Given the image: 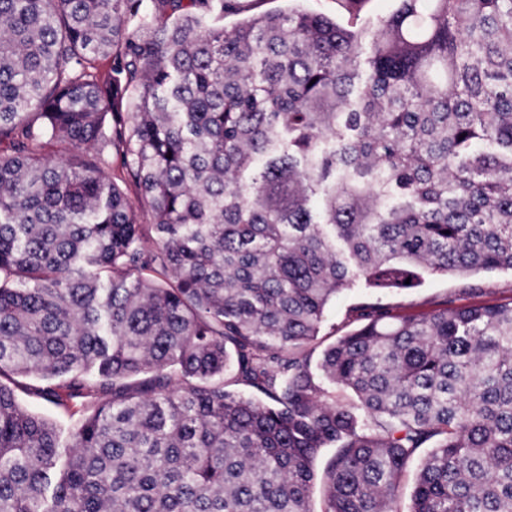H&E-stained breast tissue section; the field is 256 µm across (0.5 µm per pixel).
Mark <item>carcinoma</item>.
<instances>
[{"label":"carcinoma","mask_w":512,"mask_h":512,"mask_svg":"<svg viewBox=\"0 0 512 512\" xmlns=\"http://www.w3.org/2000/svg\"><path fill=\"white\" fill-rule=\"evenodd\" d=\"M239 10L0 0V512H512V303L308 348L512 270V0ZM347 0H306L302 6L310 11L323 13L330 17H336L342 22H346L354 14H359L360 19L389 14L395 7L393 0H365L361 2L358 11L355 12L352 6L346 4ZM407 311L432 310L447 302L461 305L470 301L508 303L512 300L510 271L481 272L470 276L435 275L426 277L417 288L380 291L360 286L336 297L328 307L320 336L311 344L315 356L340 335L355 329L362 321L358 309L365 303L376 302ZM21 380L25 385V389H19L17 391L20 403L29 410L54 421L62 429L64 435H67L72 420L63 410L48 403L38 395V390L42 387L43 382L35 377Z\"/></svg>","instance_id":"obj_1"}]
</instances>
